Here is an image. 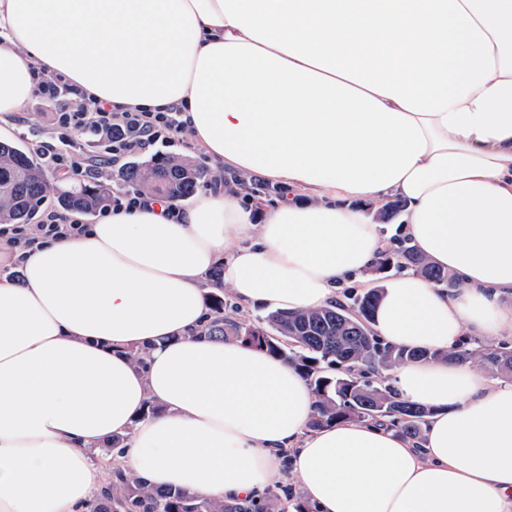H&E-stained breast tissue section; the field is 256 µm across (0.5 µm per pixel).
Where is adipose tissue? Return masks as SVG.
Returning a JSON list of instances; mask_svg holds the SVG:
<instances>
[{"instance_id":"obj_1","label":"adipose tissue","mask_w":512,"mask_h":512,"mask_svg":"<svg viewBox=\"0 0 512 512\" xmlns=\"http://www.w3.org/2000/svg\"><path fill=\"white\" fill-rule=\"evenodd\" d=\"M35 66L119 109L181 106L214 162L283 196L258 221L222 189L176 221L115 214L0 276V512H86L115 467L218 500L290 477L317 512H512V381L447 359L512 335V0H0V133ZM395 197L459 282L381 285L375 333L435 354L388 382L431 410L416 444L312 428L292 364L199 333L217 266L245 311L334 302L386 247L367 203Z\"/></svg>"}]
</instances>
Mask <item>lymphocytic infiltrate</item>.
<instances>
[{
    "instance_id": "obj_1",
    "label": "lymphocytic infiltrate",
    "mask_w": 512,
    "mask_h": 512,
    "mask_svg": "<svg viewBox=\"0 0 512 512\" xmlns=\"http://www.w3.org/2000/svg\"><path fill=\"white\" fill-rule=\"evenodd\" d=\"M35 96L53 107L51 136L38 152L46 169L74 182L108 179L122 171L134 156L162 154L182 144L190 132L180 108L163 112L126 109L86 98L59 76L33 68ZM88 226L74 212L47 209L35 224H15L0 229V236L19 254L31 252L42 240L76 236Z\"/></svg>"
}]
</instances>
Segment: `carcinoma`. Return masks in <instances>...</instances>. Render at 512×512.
<instances>
[{"mask_svg":"<svg viewBox=\"0 0 512 512\" xmlns=\"http://www.w3.org/2000/svg\"><path fill=\"white\" fill-rule=\"evenodd\" d=\"M203 170L190 158L157 156L134 163L122 173L137 189L183 200L195 190ZM42 161L29 149L0 141V221L33 224L49 193ZM104 184L65 190L56 196L64 209L94 213L108 199ZM392 268L410 269L436 287L453 291L457 278L430 264L403 244L382 253L371 267L380 281ZM380 289L350 292L333 305L307 311H270L254 319L225 312L224 289L209 293V319L201 334L216 341L239 339L287 359L309 381L315 396L312 426L353 420L385 424L404 438L421 439L430 409L392 397L383 386L395 367L438 357L426 350L386 346L371 328ZM447 357L460 366L476 364L486 372L512 375V348L479 345L457 349ZM89 512H282V500L270 493L259 500H215L179 490H160L134 474L121 475L89 505Z\"/></svg>","mask_w":512,"mask_h":512,"instance_id":"cac0c4a2","label":"carcinoma"}]
</instances>
